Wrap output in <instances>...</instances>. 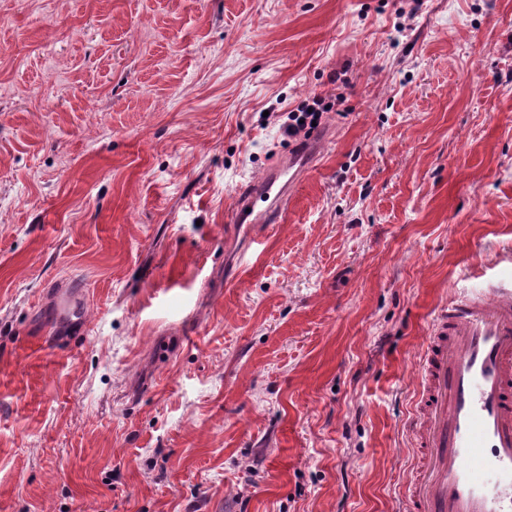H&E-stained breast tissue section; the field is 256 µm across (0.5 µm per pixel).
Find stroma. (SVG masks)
<instances>
[{
	"label": "stroma",
	"instance_id": "35a3bbf8",
	"mask_svg": "<svg viewBox=\"0 0 512 512\" xmlns=\"http://www.w3.org/2000/svg\"><path fill=\"white\" fill-rule=\"evenodd\" d=\"M500 278L512 0H0V512H402L424 337ZM336 101V102H335ZM341 103V97L325 102L323 99L313 98L310 100L301 101L296 109L288 112V123H284V130L288 134L289 138L298 139L306 137L311 129H314L320 122L323 112H328L334 109ZM330 105V108H327ZM312 108V112H308V109ZM300 120H304V123H300ZM312 121L316 122V126H312ZM325 139L326 133L312 135L304 148L282 156L238 197L231 223L244 226L245 239L240 254L259 243L262 238L260 228L280 222L288 206V190L309 173L310 164L318 156ZM247 208L250 212H246Z\"/></svg>",
	"mask_w": 512,
	"mask_h": 512
}]
</instances>
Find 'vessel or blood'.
<instances>
[{
    "mask_svg": "<svg viewBox=\"0 0 512 512\" xmlns=\"http://www.w3.org/2000/svg\"><path fill=\"white\" fill-rule=\"evenodd\" d=\"M325 139L312 135L239 196L231 221L242 225L245 247L280 222L289 190ZM418 371L419 464L407 512H512V288H486L441 307Z\"/></svg>",
    "mask_w": 512,
    "mask_h": 512,
    "instance_id": "b4317fda",
    "label": "vessel or blood"
}]
</instances>
